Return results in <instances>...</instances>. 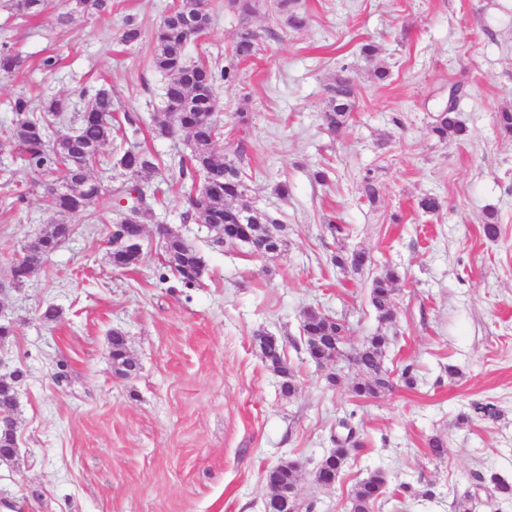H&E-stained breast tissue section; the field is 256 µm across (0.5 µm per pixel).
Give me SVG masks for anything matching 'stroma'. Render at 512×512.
I'll list each match as a JSON object with an SVG mask.
<instances>
[{"label": "stroma", "instance_id": "35a3bbf8", "mask_svg": "<svg viewBox=\"0 0 512 512\" xmlns=\"http://www.w3.org/2000/svg\"><path fill=\"white\" fill-rule=\"evenodd\" d=\"M108 11L73 14L68 0L22 20L0 6V44L22 59L0 76V131L18 95L77 97L107 85L119 115L131 116L137 141L160 162L188 155L184 132L159 135L164 79L152 65L154 30L173 0H108ZM304 28L289 27L274 0H256L242 17L226 0H208L214 23L186 47L189 61L227 64L242 27L260 35L255 57L234 84L220 85L216 145L242 153L253 204L288 227L278 256H253L218 243L214 232L184 220L181 190L171 185L145 224L144 259L112 269L108 238L116 220L112 197L101 203L106 223L73 217V232L20 289L7 286L15 255L55 214L46 172L0 158V319L12 333L0 341V368L21 370L15 467L0 466V498L19 512H264L266 471L283 459L302 464L299 489L311 512H347L352 485L373 470L414 496H390L373 512H455L472 492V512H512L488 491H474L475 473L512 477V138L496 114L512 107V0H297ZM143 32L133 47L119 42L126 19ZM377 46L375 60L360 48ZM55 57L54 70L42 62ZM387 66L373 84L375 64ZM358 85L349 126L331 134L321 114L326 88L341 67ZM465 93L458 115L463 140L430 137L432 116L452 84ZM250 123L240 126L237 113ZM330 179L314 181L315 169ZM371 176L379 200L358 187ZM30 185L16 203L18 184ZM287 184L288 198L275 192ZM439 213L418 210L426 194ZM493 211L500 233L484 237L481 218ZM348 232L333 237L329 220ZM178 231L205 261L199 287L163 278L157 225ZM363 250L371 264L356 274L333 265L338 251ZM401 280L398 318L388 327L390 368L411 367L414 388L397 384L375 400L356 401L352 373L339 382L313 363L300 335V315L316 308L345 318L349 346L378 326L369 302L372 280L389 267ZM61 316L39 317L45 305ZM121 330L138 365L135 377L112 372L108 336ZM276 336L298 382L283 398L277 378L254 347L257 332ZM491 401L500 416L460 425V413ZM347 419L363 446L335 485L312 475ZM442 436L444 459L429 455Z\"/></svg>", "mask_w": 512, "mask_h": 512}]
</instances>
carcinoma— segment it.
Returning <instances> with one entry per match:
<instances>
[{
  "label": "carcinoma",
  "instance_id": "1",
  "mask_svg": "<svg viewBox=\"0 0 512 512\" xmlns=\"http://www.w3.org/2000/svg\"><path fill=\"white\" fill-rule=\"evenodd\" d=\"M45 3L46 0H7L6 7L19 18L31 19L44 11ZM276 8L287 14L288 26H303L305 19L295 10V0H277ZM187 15H197L206 24H213L207 0H174L155 31L152 59L154 68L166 79L164 107L155 116L157 129L165 135L184 131L190 139V154L169 165L172 182L183 184L189 180L194 183L200 179L210 181L214 186L212 192L190 187L183 196L184 215L207 225L216 233L219 242H235L245 233L258 242L273 233L275 237L270 242V253H280L287 242L286 226L253 207L247 173L233 160L215 151V142L221 136L215 119L216 88L236 81L238 64L255 55L258 35L248 27L242 28L232 59L224 66L209 60L191 63L185 56V48L195 39V34L185 23ZM141 38V28L133 19H127L120 42L133 46ZM21 65L18 54L5 44L0 46L1 73L11 74ZM327 91L328 103L323 121L329 130L338 133L352 117L357 99L356 81L343 67ZM65 112L74 113V126L64 131L49 123V117ZM114 112L112 93L104 85L82 88L75 100L52 98L42 102L20 95L13 101L12 127L0 137V150L17 155L27 169L55 174L54 182L44 184V190L51 196L59 219L54 221L50 230L35 237L38 248L26 251L24 269H10V285L20 287L31 280L67 232L65 219L82 214L95 218L101 199L106 195L115 197L119 203L126 202L121 209L120 223L126 225L125 232L130 236H136V225L144 223L152 215L159 189L129 181L107 188L92 176L101 149L111 141L115 143L112 147L113 167L132 176L159 170L158 161L151 152L131 143L129 133H137L135 129L129 130L133 122L129 120L127 125H122ZM429 131L440 142L459 140L466 135L467 129L456 111L455 95L448 97V104L434 115ZM160 233L164 238L162 267L170 271L183 287L198 286L204 268L200 253L193 246L185 245L177 232L165 228ZM332 262L340 268L359 273L368 263V256L362 251L338 252L332 257ZM399 281V273L389 268L371 283L370 303L381 326L392 325L397 320L394 299ZM300 332L308 339L335 337L336 344L322 342L315 348L309 346L307 353L319 366L329 365L335 358L345 359L354 369L350 390L359 400L376 398L392 390L397 380L408 387L414 385L411 366H405L396 376L385 363L389 336L384 332L377 331L364 337L347 356L342 352L349 333L344 319L308 309L301 316ZM256 345L262 362L279 378L280 394L284 397L294 395L298 384L286 359L284 346L264 332L256 334ZM109 353L112 362L130 368V375H135L133 362L127 354L126 339L121 332H111ZM472 409L471 414L459 415L460 423L499 416V409L493 403L478 402L472 405ZM335 442L336 447L328 451L314 471L315 483L322 487L327 481L339 478L353 450L359 447L356 432L352 429ZM15 444L14 430L5 425L0 427V464L16 463L17 457L9 452ZM298 472L299 465L293 459L283 460L268 469L267 481L272 493L265 502V512H297V500L285 506L278 501V495L281 486L297 485ZM476 481L478 487L490 488L497 502H512V481L496 473L479 474ZM388 485L384 471L370 472L352 486L348 512H372L374 505L386 494Z\"/></svg>",
  "mask_w": 512,
  "mask_h": 512
}]
</instances>
